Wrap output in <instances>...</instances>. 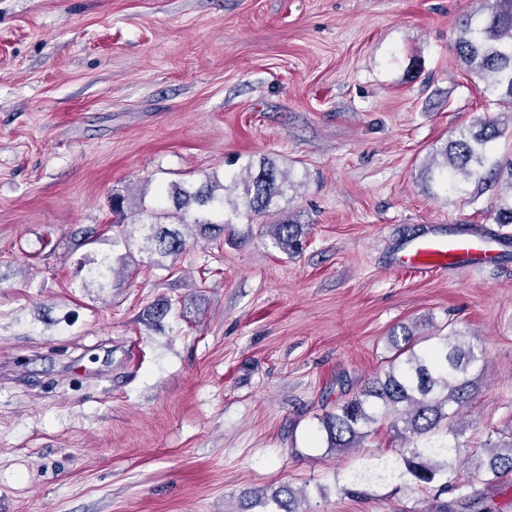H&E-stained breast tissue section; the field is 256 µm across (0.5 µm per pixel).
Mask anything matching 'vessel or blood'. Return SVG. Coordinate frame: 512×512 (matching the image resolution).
I'll return each instance as SVG.
<instances>
[{
  "label": "vessel or blood",
  "mask_w": 512,
  "mask_h": 512,
  "mask_svg": "<svg viewBox=\"0 0 512 512\" xmlns=\"http://www.w3.org/2000/svg\"><path fill=\"white\" fill-rule=\"evenodd\" d=\"M497 238L478 231L423 234L406 244L395 258L401 269L421 274L447 271L459 266L482 268L498 252Z\"/></svg>",
  "instance_id": "vessel-or-blood-1"
}]
</instances>
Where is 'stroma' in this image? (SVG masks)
<instances>
[{"instance_id": "1", "label": "stroma", "mask_w": 512, "mask_h": 512, "mask_svg": "<svg viewBox=\"0 0 512 512\" xmlns=\"http://www.w3.org/2000/svg\"><path fill=\"white\" fill-rule=\"evenodd\" d=\"M482 0H0V512H240L304 490L306 512H512L465 477L347 495L399 442L389 421L329 449L319 416L387 366L392 336L457 330L484 349L459 436L512 434V246L419 275L394 257L427 229L495 221L500 185L450 190L430 154L501 106L460 65ZM265 158L307 227L283 253L246 217L173 269L82 285L78 230L113 193H156ZM169 302L158 322L148 306ZM243 497L248 501L245 503L244 512H249L253 507L262 505L266 507L269 504L273 505L272 510H265L262 512H305L300 507L301 500L299 499L298 492H295L288 486H283L279 490L272 492L270 497H262L257 492L247 491L243 493Z\"/></svg>"}]
</instances>
